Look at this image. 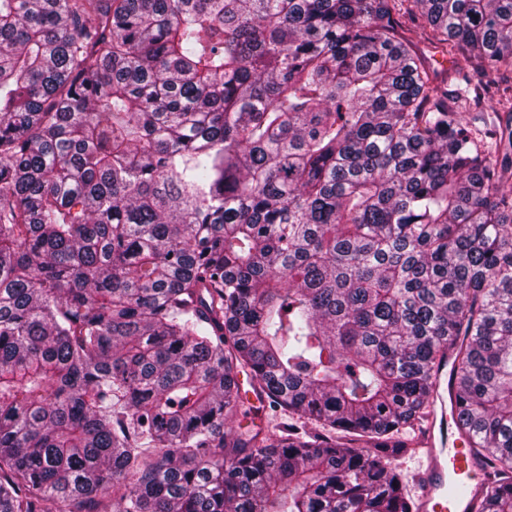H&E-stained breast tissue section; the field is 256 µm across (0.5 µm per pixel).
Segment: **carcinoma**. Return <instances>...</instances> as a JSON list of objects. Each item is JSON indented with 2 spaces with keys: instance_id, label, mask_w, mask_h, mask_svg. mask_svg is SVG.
<instances>
[{
  "instance_id": "cac0c4a2",
  "label": "carcinoma",
  "mask_w": 512,
  "mask_h": 512,
  "mask_svg": "<svg viewBox=\"0 0 512 512\" xmlns=\"http://www.w3.org/2000/svg\"><path fill=\"white\" fill-rule=\"evenodd\" d=\"M407 23L512 72V0H0V512H419L448 363L512 512V158ZM251 408V411L246 415L242 416L238 411L233 414L230 420L227 422V426L237 427L239 424L242 426H249L250 429H271L277 424L280 419V412L271 410L267 404L262 408H255L251 405L249 400H245V408ZM392 466L398 468L406 477L407 492L415 501L418 500L419 485L417 482V474L422 470V462L420 455L417 453L408 454L392 461Z\"/></svg>"
}]
</instances>
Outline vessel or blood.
<instances>
[{
  "label": "vessel or blood",
  "mask_w": 512,
  "mask_h": 512,
  "mask_svg": "<svg viewBox=\"0 0 512 512\" xmlns=\"http://www.w3.org/2000/svg\"><path fill=\"white\" fill-rule=\"evenodd\" d=\"M430 425L431 432L419 442L427 461L421 498L422 512H466L465 498L457 494L456 488L460 484L471 483L478 469L463 449L450 452L446 448L437 447V435L451 431L446 412H433Z\"/></svg>",
  "instance_id": "obj_1"
}]
</instances>
